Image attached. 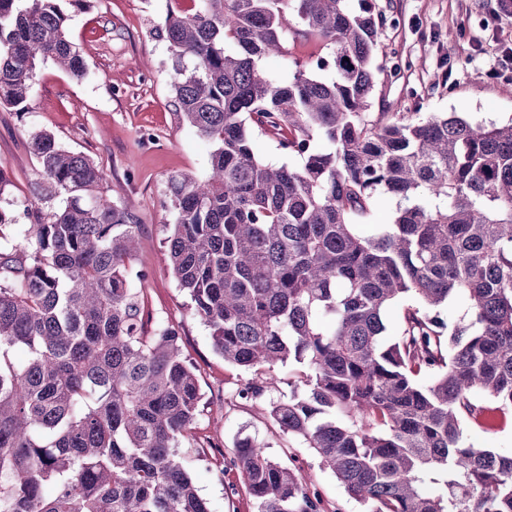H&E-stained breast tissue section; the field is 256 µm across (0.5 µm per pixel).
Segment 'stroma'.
<instances>
[{
  "instance_id": "stroma-1",
  "label": "stroma",
  "mask_w": 512,
  "mask_h": 512,
  "mask_svg": "<svg viewBox=\"0 0 512 512\" xmlns=\"http://www.w3.org/2000/svg\"><path fill=\"white\" fill-rule=\"evenodd\" d=\"M373 2L387 24L376 49L381 69L370 96L371 115L454 112L475 123L512 120V21L499 16V0ZM166 12L167 0H94L89 11L71 13L68 34L88 75L77 80L44 62L28 111L0 107V169L10 180L0 207L19 216L25 205L38 203V165L27 142L32 131L45 130L93 160L105 175L110 199L143 224L138 264L149 273L150 320L178 328L204 393L196 431L211 448L204 455L186 452L184 463L210 512H253L237 472L220 466L243 437L274 459L297 462L336 512H365L311 449L283 434L262 410L290 394L302 365L292 360L276 368L260 404L237 401L235 391L247 373L215 352L210 328L192 314L168 266L166 238L174 214L166 179L173 173L204 176L212 146L174 115L169 50L155 33ZM323 50L320 39L301 37L287 56L267 59L261 68L282 80L295 62Z\"/></svg>"
}]
</instances>
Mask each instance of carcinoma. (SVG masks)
Returning a JSON list of instances; mask_svg holds the SVG:
<instances>
[{
  "label": "carcinoma",
  "mask_w": 512,
  "mask_h": 512,
  "mask_svg": "<svg viewBox=\"0 0 512 512\" xmlns=\"http://www.w3.org/2000/svg\"><path fill=\"white\" fill-rule=\"evenodd\" d=\"M64 1L92 3L0 0V106L28 111L47 60L87 75ZM184 2L156 33L175 117L213 151L205 177L168 179V261L216 353L254 373L236 397L261 398L259 374L292 358L307 367L304 392L267 413L369 512H512V454L465 437L512 408V121L371 119L383 18L370 0ZM300 34L328 52L286 83L262 73ZM329 69L334 79L317 76ZM255 131L302 165L257 159ZM28 148L42 200L62 206L26 208L27 228L0 208V240L14 230L0 246V512H209L182 455L205 453L204 395L178 330L145 329L142 225L103 195L88 157L42 130ZM382 192L395 219L367 237ZM456 295L469 317L450 324ZM403 300L388 345L384 311ZM229 465L254 512H328L300 467L249 437Z\"/></svg>",
  "instance_id": "carcinoma-1"
}]
</instances>
